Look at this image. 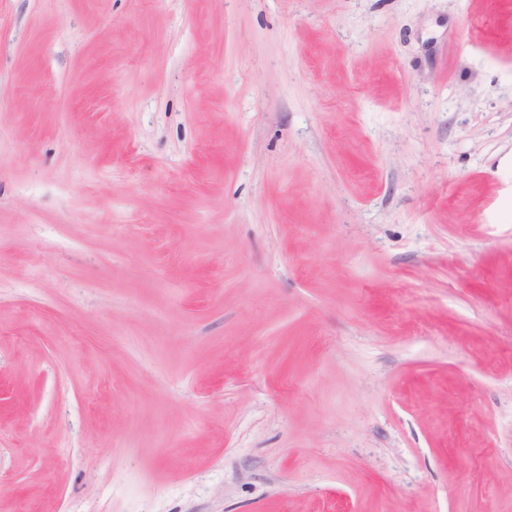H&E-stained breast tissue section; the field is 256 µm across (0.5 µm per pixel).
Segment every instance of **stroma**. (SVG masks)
<instances>
[{"instance_id":"1","label":"stroma","mask_w":512,"mask_h":512,"mask_svg":"<svg viewBox=\"0 0 512 512\" xmlns=\"http://www.w3.org/2000/svg\"><path fill=\"white\" fill-rule=\"evenodd\" d=\"M0 512H512V0H0Z\"/></svg>"}]
</instances>
